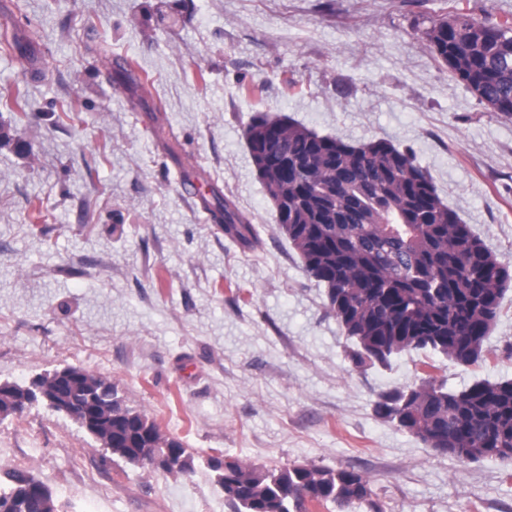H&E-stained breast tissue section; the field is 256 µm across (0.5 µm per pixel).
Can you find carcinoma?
Returning <instances> with one entry per match:
<instances>
[{"mask_svg":"<svg viewBox=\"0 0 512 512\" xmlns=\"http://www.w3.org/2000/svg\"><path fill=\"white\" fill-rule=\"evenodd\" d=\"M427 38L454 78L491 111L512 117V26L456 11ZM244 139L270 201L285 208L274 212V223L326 289L355 367L386 365L410 349L462 365L485 360L483 343L512 290V268L442 201L410 150L383 139L352 144L265 113L251 118ZM204 204L226 235L256 246L255 228L233 201ZM39 379L51 400L77 412L93 397L89 428L100 442L112 440V454L126 463L150 468L168 448L174 457L165 471L191 470L188 449L145 413L127 407L126 416H116L121 401L107 379L86 370ZM20 394L19 385L0 388V414L13 413ZM374 412L460 462L512 459V379L476 380L455 391L428 374L413 388L380 393ZM209 463L232 512H307L309 503L343 509L353 502L384 512L353 469L265 468L242 458ZM5 475L0 512H57L52 494L31 490L37 479L28 472Z\"/></svg>","mask_w":512,"mask_h":512,"instance_id":"cac0c4a2","label":"carcinoma"}]
</instances>
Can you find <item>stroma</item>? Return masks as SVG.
Here are the masks:
<instances>
[{"label": "stroma", "instance_id": "stroma-1", "mask_svg": "<svg viewBox=\"0 0 512 512\" xmlns=\"http://www.w3.org/2000/svg\"><path fill=\"white\" fill-rule=\"evenodd\" d=\"M0 31V382L77 366L192 452L134 467L70 417L0 416V467L62 512H229L215 454L352 468L385 512H512V459L462 463L377 418L380 392L432 374L512 379V290L464 366L422 350L355 368L325 289L274 224L243 131L285 115L353 144L412 150L443 202L512 264V118L438 62L449 13L512 21V0H8ZM132 63L133 90L102 56ZM260 95H253V88ZM195 175L259 239L246 250L181 189Z\"/></svg>", "mask_w": 512, "mask_h": 512}]
</instances>
